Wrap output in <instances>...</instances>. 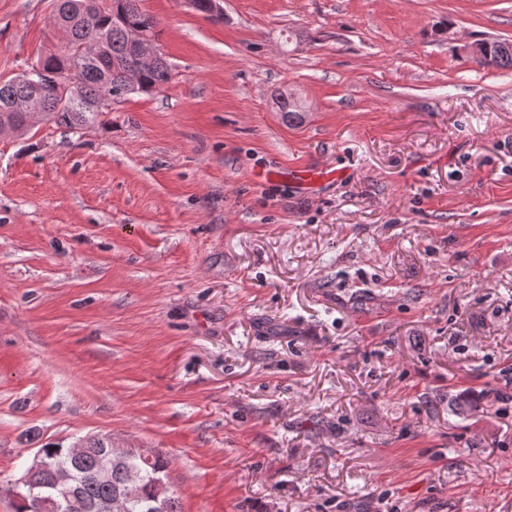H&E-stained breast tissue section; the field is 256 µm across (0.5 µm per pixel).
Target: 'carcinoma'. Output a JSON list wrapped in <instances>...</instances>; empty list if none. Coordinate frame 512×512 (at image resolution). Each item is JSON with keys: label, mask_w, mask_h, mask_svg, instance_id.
<instances>
[{"label": "carcinoma", "mask_w": 512, "mask_h": 512, "mask_svg": "<svg viewBox=\"0 0 512 512\" xmlns=\"http://www.w3.org/2000/svg\"><path fill=\"white\" fill-rule=\"evenodd\" d=\"M59 12L70 16L67 49L61 54H49L37 62L47 73L74 77L80 90L78 106H58L54 87L47 85L34 91L26 84V75L9 80L0 79V123L13 125L17 132L28 133L26 113L13 108L15 100L26 98L35 112L46 113V121L71 130L80 129L105 112L102 107L108 91L122 99L132 94H150L169 83L172 70L163 55H158L150 66L140 67L129 41L131 27H138L153 38H158L156 22L139 7V0H109L94 16L81 11L83 0H58ZM98 44L97 58L80 60L82 48ZM481 57L474 62L484 68H512V44L504 40L478 41ZM278 108L292 123L303 121L304 107L296 100L281 98ZM106 441L92 435L85 451L73 458L70 448L48 443L42 446L48 468L35 477L37 489L28 495V503L17 507V512H53L47 504L53 494L55 474L67 469L73 476L81 500L96 504L107 498L116 503L114 512H154L155 500H161L162 512H182L179 496L166 486L170 460L159 452L150 460L142 458L139 449L112 451V482L98 478L97 472L105 455Z\"/></svg>", "instance_id": "cac0c4a2"}]
</instances>
